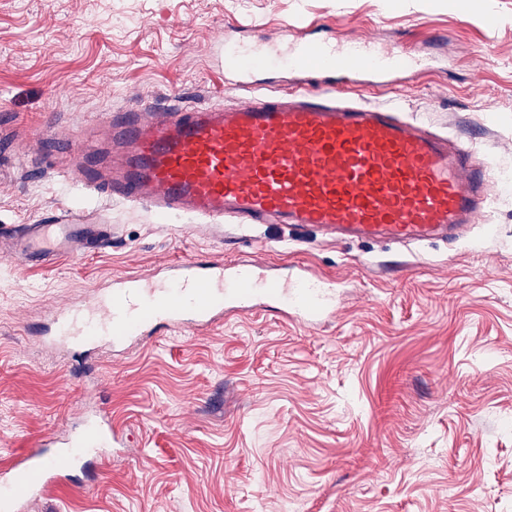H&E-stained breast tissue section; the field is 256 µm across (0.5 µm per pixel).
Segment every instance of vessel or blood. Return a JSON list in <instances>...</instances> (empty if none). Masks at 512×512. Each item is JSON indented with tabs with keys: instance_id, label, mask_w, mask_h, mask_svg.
I'll use <instances>...</instances> for the list:
<instances>
[{
	"instance_id": "b4317fda",
	"label": "vessel or blood",
	"mask_w": 512,
	"mask_h": 512,
	"mask_svg": "<svg viewBox=\"0 0 512 512\" xmlns=\"http://www.w3.org/2000/svg\"><path fill=\"white\" fill-rule=\"evenodd\" d=\"M219 41L225 71L247 101L177 106L162 113L105 114L84 133L86 146L63 167L95 196L197 222L315 226L337 238L418 245L456 240L479 224L494 183L488 159L461 141L404 118L394 107L350 102L329 91L337 75L368 87L393 83L422 61L397 44L310 33L270 50L256 37ZM312 73L317 91L269 93L259 74L274 61ZM16 257L44 264L112 242L99 214L69 211L45 224L1 233ZM272 309L317 324L336 311V284L253 259H181L145 276L119 277L99 296L51 316L50 335L73 345L111 340L131 348L159 325L202 329L230 313ZM121 438L98 414L61 453L32 451L0 469V512H23L26 499L76 463L102 457Z\"/></svg>"
}]
</instances>
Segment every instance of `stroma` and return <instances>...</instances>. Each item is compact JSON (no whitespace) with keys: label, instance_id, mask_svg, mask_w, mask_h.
<instances>
[{"label":"stroma","instance_id":"1","mask_svg":"<svg viewBox=\"0 0 512 512\" xmlns=\"http://www.w3.org/2000/svg\"><path fill=\"white\" fill-rule=\"evenodd\" d=\"M242 19L274 42L311 21L428 56L393 87H339L492 154L484 227L340 242L161 218L48 175L97 114L237 104L214 45ZM90 206L111 248L43 265L0 253V466L102 406L124 446L27 512H512V0H0V226ZM244 256L336 281L335 318L231 314L100 347L85 375L41 347L52 310L114 278Z\"/></svg>","mask_w":512,"mask_h":512}]
</instances>
